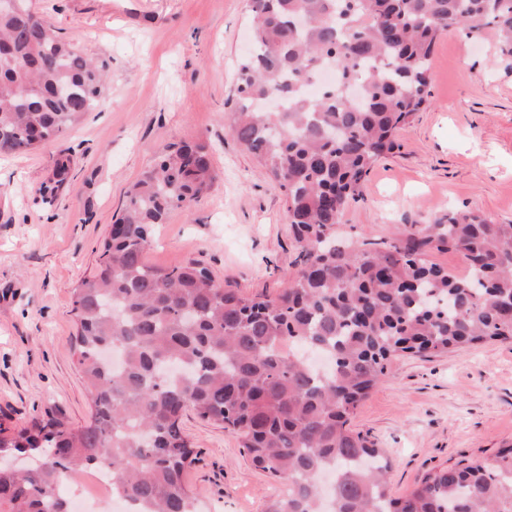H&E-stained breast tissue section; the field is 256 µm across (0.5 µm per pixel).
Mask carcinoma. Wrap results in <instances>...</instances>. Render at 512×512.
<instances>
[{
    "instance_id": "carcinoma-1",
    "label": "carcinoma",
    "mask_w": 512,
    "mask_h": 512,
    "mask_svg": "<svg viewBox=\"0 0 512 512\" xmlns=\"http://www.w3.org/2000/svg\"><path fill=\"white\" fill-rule=\"evenodd\" d=\"M0 11V153L61 137L100 103L107 64L63 40L29 0ZM253 48L235 85L229 133L284 192L300 265L281 291L242 296L196 262L146 260L158 225L217 178L203 144H173L126 193L91 274L74 288V355L89 422L50 419L8 434L0 454L40 464L0 466V512H65L61 477L88 465L145 512H199L183 475L195 448L191 410L238 435L252 464L291 486L268 512H321L322 474L336 480L333 512H512V448L466 460L390 494L382 449L352 427L355 411L403 353L441 355L512 339V224L457 210L379 238L336 230L362 196L395 133L429 102L431 55L444 32L495 47L512 72V0H252ZM307 17L306 27L295 26ZM334 86L308 98L312 76ZM74 160L60 152L41 183L52 200ZM456 251L468 272L431 262ZM285 343L319 350L318 376ZM107 349L125 364L110 369Z\"/></svg>"
}]
</instances>
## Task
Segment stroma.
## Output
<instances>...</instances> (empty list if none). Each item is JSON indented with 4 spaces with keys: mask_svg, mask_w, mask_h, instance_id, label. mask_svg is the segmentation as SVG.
I'll use <instances>...</instances> for the list:
<instances>
[{
    "mask_svg": "<svg viewBox=\"0 0 512 512\" xmlns=\"http://www.w3.org/2000/svg\"><path fill=\"white\" fill-rule=\"evenodd\" d=\"M65 40L108 64L100 105L55 141L0 155V425L57 418L73 426L90 401L73 357L74 289L94 268L128 188L167 146L205 144L218 179L160 225L148 261L194 260L245 296L275 295L296 270L277 184L225 131L251 32L250 0H32ZM489 43L459 32L433 48L431 97L364 180L339 233L379 237L451 207L512 223V73ZM76 165L52 203L38 189L53 157ZM355 430L391 461L394 496L426 473L492 460L512 446V340L441 356H402L361 402ZM198 450L184 481L204 512H267L278 480L256 469L238 437L187 413Z\"/></svg>",
    "mask_w": 512,
    "mask_h": 512,
    "instance_id": "35a3bbf8",
    "label": "stroma"
}]
</instances>
